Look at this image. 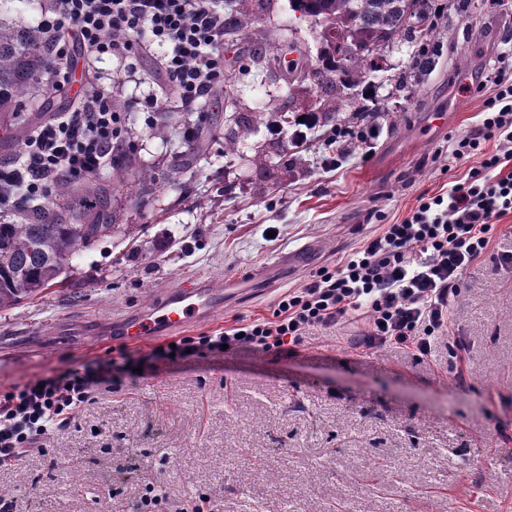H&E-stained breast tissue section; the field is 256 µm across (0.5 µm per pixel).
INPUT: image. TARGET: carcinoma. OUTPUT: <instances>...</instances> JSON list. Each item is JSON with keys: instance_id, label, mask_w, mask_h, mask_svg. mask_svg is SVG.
Returning a JSON list of instances; mask_svg holds the SVG:
<instances>
[{"instance_id": "cac0c4a2", "label": "carcinoma", "mask_w": 512, "mask_h": 512, "mask_svg": "<svg viewBox=\"0 0 512 512\" xmlns=\"http://www.w3.org/2000/svg\"><path fill=\"white\" fill-rule=\"evenodd\" d=\"M27 0H0V126L13 131L0 150L24 141L32 119L21 118L31 95L43 87L49 67L47 49L37 25L9 17ZM434 0H292L293 10L320 26L317 60L291 65L295 78L310 82L316 97L303 120L313 129L333 121L375 125L383 117L375 100L382 82L410 93L429 76L443 56L432 21ZM260 0H236L224 33L234 41L256 19ZM405 47L407 65L391 71L387 54ZM265 119L262 112L224 115V154L238 151L241 137ZM208 139L199 137L167 173V182L183 184L206 159ZM122 152L127 164L113 169V178L95 175L75 181L62 178L52 187V201L22 207L0 221V311L16 308L45 290L66 284L73 264L95 242L112 237V186L123 184L122 173L134 159V147ZM137 201L152 199L156 177L140 171Z\"/></svg>"}]
</instances>
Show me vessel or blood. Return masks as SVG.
<instances>
[{
	"mask_svg": "<svg viewBox=\"0 0 512 512\" xmlns=\"http://www.w3.org/2000/svg\"><path fill=\"white\" fill-rule=\"evenodd\" d=\"M225 280L220 288H180L134 315H124L112 322L113 339L143 343L201 322L224 308V291L233 287Z\"/></svg>",
	"mask_w": 512,
	"mask_h": 512,
	"instance_id": "obj_1",
	"label": "vessel or blood"
}]
</instances>
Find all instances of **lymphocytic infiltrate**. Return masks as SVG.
Wrapping results in <instances>:
<instances>
[{
    "label": "lymphocytic infiltrate",
    "mask_w": 512,
    "mask_h": 512,
    "mask_svg": "<svg viewBox=\"0 0 512 512\" xmlns=\"http://www.w3.org/2000/svg\"><path fill=\"white\" fill-rule=\"evenodd\" d=\"M224 10V0H43L38 23L50 53L44 81L65 88L75 56L83 81L69 109L32 129L19 154L0 163V219L45 200L58 179L102 175L118 164L139 101L128 99L122 110L112 101L121 84L144 82L143 57L152 58L161 88L177 93L172 101L161 88L148 95L146 125H154L156 113L176 109L184 121L174 139L182 148L192 144L204 105L224 83ZM490 82L494 94L479 125L451 147L455 160L481 158L464 180L419 197L402 221L380 225L336 266L313 271L305 285L281 296L272 317H238L225 329L177 338L155 347L152 359L225 346L292 356L310 329L360 318L368 322L367 345L428 357L434 341L451 331L449 308L463 272L487 253L496 220L512 214V75L500 70ZM133 367L127 355L0 392V464L45 454L99 386Z\"/></svg>",
    "instance_id": "obj_1"
}]
</instances>
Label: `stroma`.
Segmentation results:
<instances>
[{"instance_id": "obj_1", "label": "stroma", "mask_w": 512, "mask_h": 512, "mask_svg": "<svg viewBox=\"0 0 512 512\" xmlns=\"http://www.w3.org/2000/svg\"><path fill=\"white\" fill-rule=\"evenodd\" d=\"M470 14L439 9L445 53L412 93L391 85L377 102L391 118L377 137L336 155L312 141L290 170L261 182L255 142L287 139L260 126L224 153L216 131L189 188L158 189L135 207L140 170L163 177L172 161L164 136L135 139L136 167L112 193L121 226L75 264L65 288L0 312V390L60 370L115 359L114 317L142 311L164 291L237 278L224 309L185 333L268 318L282 294L312 270L337 264L379 225L401 221L420 196L446 192L478 158L452 161V142L479 123L486 96L473 93L512 40V0H475ZM279 44L291 58L315 57L317 32L290 0H267L236 43L224 48V87L205 108L222 123L226 98L240 111L272 116L287 101L306 111L309 92L288 86L286 61L238 71L236 58ZM449 114L442 130L434 113ZM279 229L265 239V225ZM307 243L319 249L275 287L255 270ZM512 214L497 222L488 254L462 278L449 309V338L420 363L389 347L365 348V321L316 329L294 356L241 349L151 364V344H128L141 373L99 388L49 455L0 467V495L13 512H138L146 485L175 512L199 496L213 512H512ZM467 350L455 377V344Z\"/></svg>"}]
</instances>
